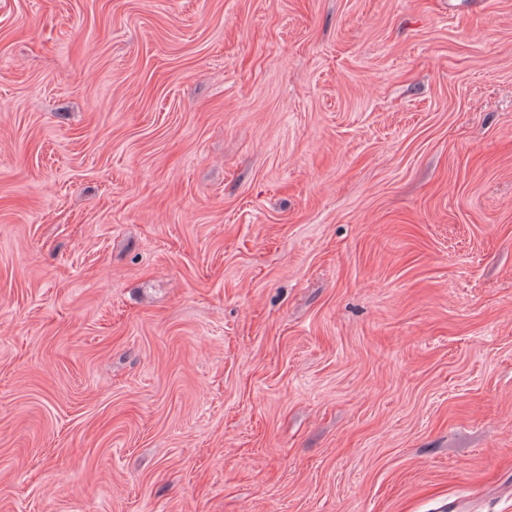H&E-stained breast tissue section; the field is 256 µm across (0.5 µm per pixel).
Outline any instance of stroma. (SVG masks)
Wrapping results in <instances>:
<instances>
[{"label":"stroma","instance_id":"stroma-1","mask_svg":"<svg viewBox=\"0 0 512 512\" xmlns=\"http://www.w3.org/2000/svg\"><path fill=\"white\" fill-rule=\"evenodd\" d=\"M0 512H512V0H0Z\"/></svg>","mask_w":512,"mask_h":512}]
</instances>
